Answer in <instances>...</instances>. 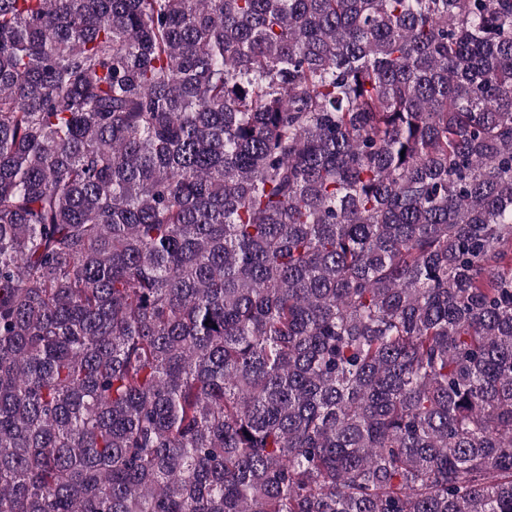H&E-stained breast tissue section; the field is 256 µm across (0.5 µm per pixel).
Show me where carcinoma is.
<instances>
[{
    "instance_id": "obj_1",
    "label": "carcinoma",
    "mask_w": 512,
    "mask_h": 512,
    "mask_svg": "<svg viewBox=\"0 0 512 512\" xmlns=\"http://www.w3.org/2000/svg\"><path fill=\"white\" fill-rule=\"evenodd\" d=\"M0 512H512V0H0Z\"/></svg>"
}]
</instances>
